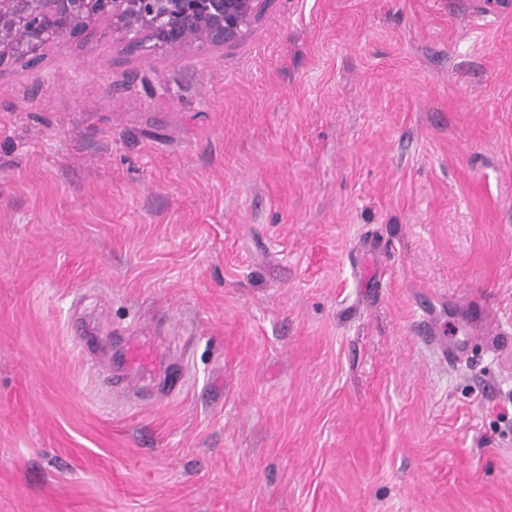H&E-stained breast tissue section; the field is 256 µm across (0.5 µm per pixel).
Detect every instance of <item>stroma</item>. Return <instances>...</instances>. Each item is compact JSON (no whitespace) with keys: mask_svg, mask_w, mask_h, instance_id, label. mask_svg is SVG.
Instances as JSON below:
<instances>
[{"mask_svg":"<svg viewBox=\"0 0 512 512\" xmlns=\"http://www.w3.org/2000/svg\"><path fill=\"white\" fill-rule=\"evenodd\" d=\"M87 323L178 384L119 398ZM0 512H512V14L1 63ZM167 352L156 340L152 343L139 339L127 341L124 352V366L133 372L160 374L167 369Z\"/></svg>","mask_w":512,"mask_h":512,"instance_id":"1","label":"stroma"}]
</instances>
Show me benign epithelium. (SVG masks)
<instances>
[{
  "label": "benign epithelium",
  "mask_w": 512,
  "mask_h": 512,
  "mask_svg": "<svg viewBox=\"0 0 512 512\" xmlns=\"http://www.w3.org/2000/svg\"><path fill=\"white\" fill-rule=\"evenodd\" d=\"M266 0H0V63L34 60L96 16H110L128 33L149 34L156 45H231L258 19Z\"/></svg>",
  "instance_id": "7a95c632"
}]
</instances>
